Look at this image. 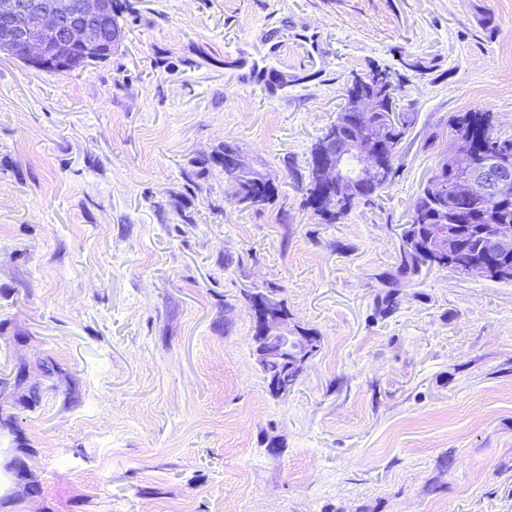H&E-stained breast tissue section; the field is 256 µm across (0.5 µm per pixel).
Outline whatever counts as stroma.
<instances>
[{
	"label": "stroma",
	"mask_w": 512,
	"mask_h": 512,
	"mask_svg": "<svg viewBox=\"0 0 512 512\" xmlns=\"http://www.w3.org/2000/svg\"><path fill=\"white\" fill-rule=\"evenodd\" d=\"M133 3L84 69L0 53V512H512V283L425 270L376 312L449 115L512 136V0ZM378 65L417 122L320 223L298 176ZM226 144L273 205L235 202ZM268 287L321 338L283 398Z\"/></svg>",
	"instance_id": "35a3bbf8"
}]
</instances>
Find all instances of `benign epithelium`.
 <instances>
[{
  "label": "benign epithelium",
  "instance_id": "1",
  "mask_svg": "<svg viewBox=\"0 0 512 512\" xmlns=\"http://www.w3.org/2000/svg\"><path fill=\"white\" fill-rule=\"evenodd\" d=\"M112 35V20L105 0H0V46L27 58L37 68L49 65L50 49H81L90 56ZM382 95L355 98L343 105L347 118L358 126V137L343 141L336 131H324L315 169L328 206L336 199L349 196L348 186L355 180L363 185L387 184L393 177L392 156L382 152L381 143L389 137L390 125L400 120L401 113H389L382 125L372 120L380 111ZM224 170L236 177L261 184V173L249 167L239 155L224 160ZM450 170L453 177L448 198L460 211L476 201H487L512 186V161L499 155L481 165L473 162L465 140L457 139ZM489 251L503 259L495 276L512 277V227L500 225L487 234ZM256 319L252 348L256 360L268 359L270 351L261 346L279 342L283 354L311 359L309 337L288 327V317L262 296L255 302Z\"/></svg>",
  "mask_w": 512,
  "mask_h": 512
}]
</instances>
